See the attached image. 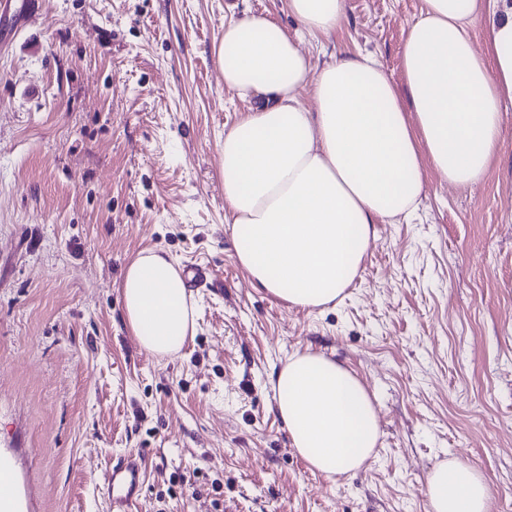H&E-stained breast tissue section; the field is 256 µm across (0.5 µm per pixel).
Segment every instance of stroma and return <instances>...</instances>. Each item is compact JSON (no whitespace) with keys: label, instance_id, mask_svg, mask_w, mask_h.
I'll list each match as a JSON object with an SVG mask.
<instances>
[{"label":"stroma","instance_id":"obj_1","mask_svg":"<svg viewBox=\"0 0 512 512\" xmlns=\"http://www.w3.org/2000/svg\"><path fill=\"white\" fill-rule=\"evenodd\" d=\"M26 0L0 13V453L22 512H107L103 474L139 459L135 512H430L459 458L512 512V104L485 177L434 168L414 215L377 224L359 278L324 311L254 287L224 222V132L249 101L217 49L245 15L289 31L285 0ZM314 64L374 55L402 84L425 0H347ZM202 268L194 336L156 357L119 284L139 252ZM311 349L371 395L377 454L329 479L292 448L271 378Z\"/></svg>","mask_w":512,"mask_h":512}]
</instances>
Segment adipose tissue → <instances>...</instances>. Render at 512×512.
<instances>
[{
    "label": "adipose tissue",
    "instance_id": "obj_1",
    "mask_svg": "<svg viewBox=\"0 0 512 512\" xmlns=\"http://www.w3.org/2000/svg\"><path fill=\"white\" fill-rule=\"evenodd\" d=\"M402 49L404 90L368 54L315 67L298 36L262 15L224 28L225 86L252 107L224 133V221L255 287L291 306L326 309L359 277L375 224L411 215L434 167L449 183L481 180L512 101V0H425ZM301 30L331 35L347 0H287ZM485 22L484 50L471 28ZM311 87L313 107L300 101ZM141 348L177 355L195 333L196 306L178 264L141 252L119 285ZM291 445L333 478L360 470L381 436L372 399L345 366L290 354L272 382ZM431 512H489L484 477L456 460L427 478Z\"/></svg>",
    "mask_w": 512,
    "mask_h": 512
}]
</instances>
